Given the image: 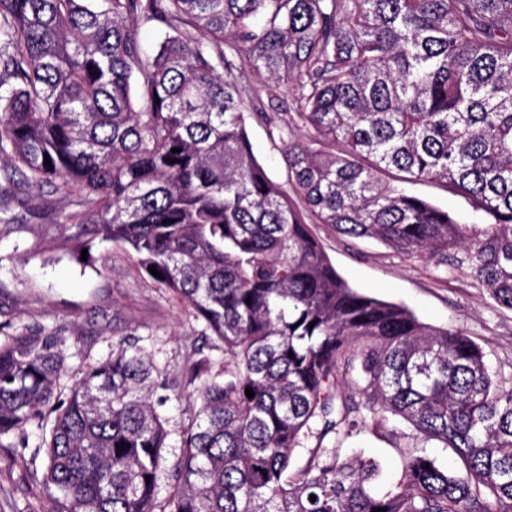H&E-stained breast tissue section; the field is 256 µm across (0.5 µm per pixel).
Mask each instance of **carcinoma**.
<instances>
[{
  "instance_id": "carcinoma-1",
  "label": "carcinoma",
  "mask_w": 512,
  "mask_h": 512,
  "mask_svg": "<svg viewBox=\"0 0 512 512\" xmlns=\"http://www.w3.org/2000/svg\"><path fill=\"white\" fill-rule=\"evenodd\" d=\"M92 2L0 0V197L21 181L82 192L67 241L95 224L129 245L226 359L171 462L158 407L177 383L137 344L64 396L55 341L0 343V438L25 448L27 426L50 423L59 512H512V389L469 337L350 287L247 131L256 117L277 132L320 223L406 255L461 249L512 310V0ZM145 25L164 31L151 49ZM417 181L487 222L400 187ZM389 415L415 434L382 485L340 446L394 440ZM432 441L459 466L426 455ZM413 195L425 199L434 205L454 214L461 224H482L479 214L474 211L471 202L444 184L436 182H418L407 185Z\"/></svg>"
}]
</instances>
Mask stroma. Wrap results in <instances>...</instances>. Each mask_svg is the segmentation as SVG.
<instances>
[{
    "mask_svg": "<svg viewBox=\"0 0 512 512\" xmlns=\"http://www.w3.org/2000/svg\"><path fill=\"white\" fill-rule=\"evenodd\" d=\"M253 151L269 175L287 184L283 145L260 122L248 125ZM413 195L454 214L460 223L480 217L471 202L444 184L409 185ZM76 191L17 187L0 198V342L16 336L51 337L64 356L61 392H69L82 371L105 361L123 337L135 339L169 378L181 398L163 408L169 431V459L180 452L186 408L199 388L188 380L190 366L206 359V380L224 378V345L170 291L141 273L130 246L92 235L86 254L62 248L71 234L63 216L74 211ZM314 236L337 273L353 288L404 306L435 327L459 331L477 343L503 387L512 386V311L500 307L467 266L440 263L421 254H401L383 243L353 238L306 215ZM27 447L0 440V512H56L57 492L45 483V462L37 448L42 431L29 426ZM344 455L380 460L386 471L399 461L391 442L362 432L345 439Z\"/></svg>",
    "mask_w": 512,
    "mask_h": 512,
    "instance_id": "obj_1",
    "label": "stroma"
}]
</instances>
